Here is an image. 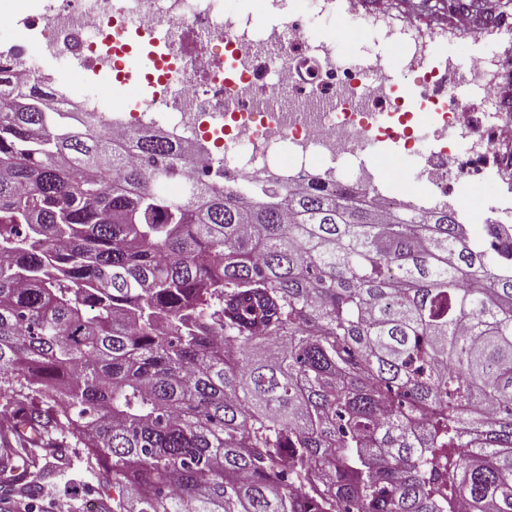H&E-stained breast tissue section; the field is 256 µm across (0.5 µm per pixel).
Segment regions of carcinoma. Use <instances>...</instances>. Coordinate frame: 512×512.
Wrapping results in <instances>:
<instances>
[{
  "label": "carcinoma",
  "mask_w": 512,
  "mask_h": 512,
  "mask_svg": "<svg viewBox=\"0 0 512 512\" xmlns=\"http://www.w3.org/2000/svg\"><path fill=\"white\" fill-rule=\"evenodd\" d=\"M0 390L100 512H512V265L447 206L166 186L0 71ZM0 468L31 498L39 455Z\"/></svg>",
  "instance_id": "obj_1"
}]
</instances>
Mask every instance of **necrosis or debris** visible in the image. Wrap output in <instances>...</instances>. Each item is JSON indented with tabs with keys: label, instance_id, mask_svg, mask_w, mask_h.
Returning a JSON list of instances; mask_svg holds the SVG:
<instances>
[{
	"label": "necrosis or debris",
	"instance_id": "obj_1",
	"mask_svg": "<svg viewBox=\"0 0 512 512\" xmlns=\"http://www.w3.org/2000/svg\"><path fill=\"white\" fill-rule=\"evenodd\" d=\"M13 2L0 0V19L10 27L0 42V68L23 77L54 111L100 112L123 47L100 39L102 25L179 30L167 47L170 84L112 112L106 125L117 144L140 127L190 142L223 135L222 150L198 154L187 166L197 176L223 170L225 183L238 186L243 198H250V184L301 187L317 173L367 192L379 210L417 209L447 204L449 196H463L504 172L488 147L501 130H512V108L502 104L484 68L512 73V59L496 55L449 65V74L475 75L464 99L446 92L445 75L410 66L420 97L438 106L427 115L432 146L421 196L377 183L369 164L383 143L414 150L411 115L401 109L390 70L382 57L352 63L336 54L333 40L317 41L301 0H289L287 18L272 24L257 23L249 10L224 14L218 0H28L21 14ZM60 55L74 60L98 95L75 96L56 72L35 73L36 57Z\"/></svg>",
	"mask_w": 512,
	"mask_h": 512
}]
</instances>
